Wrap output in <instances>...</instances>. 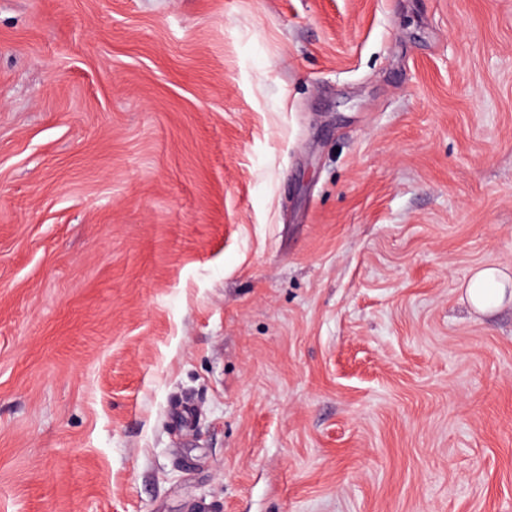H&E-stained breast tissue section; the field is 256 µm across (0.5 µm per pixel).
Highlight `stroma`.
Instances as JSON below:
<instances>
[{
	"mask_svg": "<svg viewBox=\"0 0 512 512\" xmlns=\"http://www.w3.org/2000/svg\"><path fill=\"white\" fill-rule=\"evenodd\" d=\"M512 0H0V512H512ZM509 288L507 277L495 266L476 269L471 275L466 293L472 307L479 312L496 308L506 298Z\"/></svg>",
	"mask_w": 512,
	"mask_h": 512,
	"instance_id": "35a3bbf8",
	"label": "stroma"
}]
</instances>
